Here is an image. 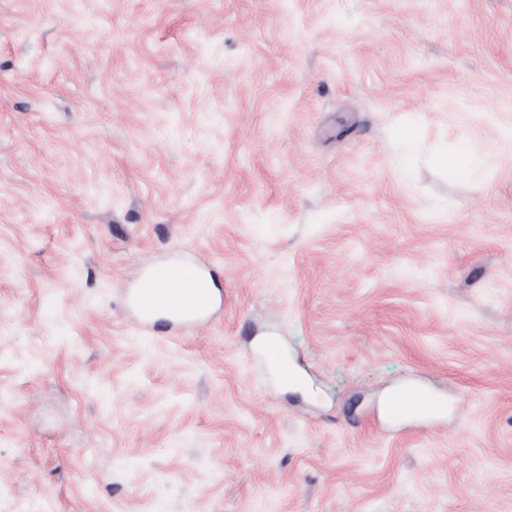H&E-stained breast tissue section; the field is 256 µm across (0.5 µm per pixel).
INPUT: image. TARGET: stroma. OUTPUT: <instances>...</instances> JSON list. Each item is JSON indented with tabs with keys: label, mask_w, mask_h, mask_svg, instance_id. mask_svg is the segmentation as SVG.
<instances>
[{
	"label": "stroma",
	"mask_w": 512,
	"mask_h": 512,
	"mask_svg": "<svg viewBox=\"0 0 512 512\" xmlns=\"http://www.w3.org/2000/svg\"><path fill=\"white\" fill-rule=\"evenodd\" d=\"M0 512H512V0H0ZM177 268L162 282L150 273L140 288L132 294V301L147 320L158 313L166 314L172 323L194 325L201 322L214 306L211 288L204 274L197 268H189L182 274ZM172 283L176 287L170 286ZM442 403L420 386L410 385L396 390L387 402L391 418L406 420L438 413Z\"/></svg>",
	"instance_id": "obj_1"
}]
</instances>
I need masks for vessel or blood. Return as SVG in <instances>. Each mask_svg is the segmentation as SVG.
<instances>
[{
    "mask_svg": "<svg viewBox=\"0 0 512 512\" xmlns=\"http://www.w3.org/2000/svg\"><path fill=\"white\" fill-rule=\"evenodd\" d=\"M132 301L144 318L162 313L171 322L194 325L201 322L214 306L213 296L201 270L188 273L172 271L166 281L147 276L132 294ZM441 402L422 387L410 385L396 390L387 403L391 418L406 420L438 413Z\"/></svg>",
    "mask_w": 512,
    "mask_h": 512,
    "instance_id": "b4317fda",
    "label": "vessel or blood"
}]
</instances>
